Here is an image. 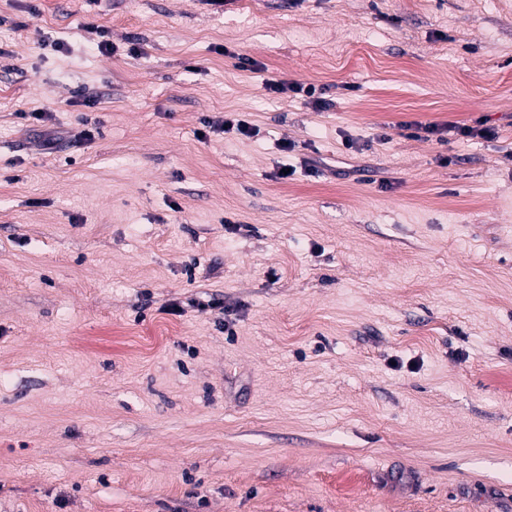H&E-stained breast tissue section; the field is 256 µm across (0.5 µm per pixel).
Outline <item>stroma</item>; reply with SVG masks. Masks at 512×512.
I'll use <instances>...</instances> for the list:
<instances>
[{
  "instance_id": "stroma-1",
  "label": "stroma",
  "mask_w": 512,
  "mask_h": 512,
  "mask_svg": "<svg viewBox=\"0 0 512 512\" xmlns=\"http://www.w3.org/2000/svg\"><path fill=\"white\" fill-rule=\"evenodd\" d=\"M0 512H512V0H0ZM234 121L235 120L227 118H224V120L221 121H212L209 118L205 119L201 123L203 128L199 130L198 137L200 139L206 140L208 138L207 132H209L210 130H212V132L221 131L223 133H227L233 130L234 128L236 129L237 132H239L242 135H247L250 133L247 124L243 120H236V123H234ZM207 129L209 130L207 131Z\"/></svg>"
}]
</instances>
